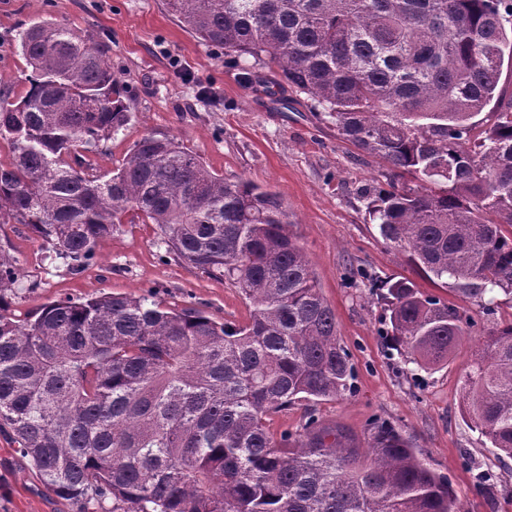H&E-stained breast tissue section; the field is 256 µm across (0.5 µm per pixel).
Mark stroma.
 Listing matches in <instances>:
<instances>
[{"mask_svg":"<svg viewBox=\"0 0 512 512\" xmlns=\"http://www.w3.org/2000/svg\"><path fill=\"white\" fill-rule=\"evenodd\" d=\"M40 19L89 38L125 86L131 119L91 153L98 172H111L138 140L155 133L176 138L227 180L248 179L282 195L356 369L350 395L317 404L322 424L342 431L348 445L364 454L373 422H390L447 477L462 512H512V459L498 462L459 409L464 369L486 338L490 318L469 306L471 335L447 364L409 372L381 334L382 302L347 282L357 272L404 276L421 290L434 289L403 254L384 244L368 212L365 192L386 185L389 166L341 141L309 97L298 96L292 110L282 109L244 80V60L203 45L163 0H0L1 96L15 100L28 90L32 70L18 35ZM0 252L17 258L23 270L22 287L8 295L9 311L19 318L56 300L98 292H151L164 305L195 306L221 322L249 318L237 288L166 254L152 224L121 225L77 272L21 224H0ZM0 512H76L4 435Z\"/></svg>","mask_w":512,"mask_h":512,"instance_id":"35a3bbf8","label":"stroma"}]
</instances>
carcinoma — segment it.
I'll return each instance as SVG.
<instances>
[{
	"label": "carcinoma",
	"instance_id": "carcinoma-1",
	"mask_svg": "<svg viewBox=\"0 0 512 512\" xmlns=\"http://www.w3.org/2000/svg\"><path fill=\"white\" fill-rule=\"evenodd\" d=\"M164 2L206 46L252 58L341 139L412 175L367 197L384 243L418 273L488 316L512 297V97L500 86L512 0ZM19 46L34 77L20 100L0 98V224L27 225L78 271L131 212L250 306L247 322H218L150 294H102L17 318L5 299L22 270L0 253V434L41 480L77 512H461L448 478L388 422L366 458L312 411L296 434L270 432L271 414L342 398L354 375L281 195L154 133L98 174L85 154L130 121L104 53L45 20ZM369 288L408 363H446L470 335L464 308L405 277ZM460 411L512 458V318L469 363Z\"/></svg>",
	"mask_w": 512,
	"mask_h": 512
}]
</instances>
